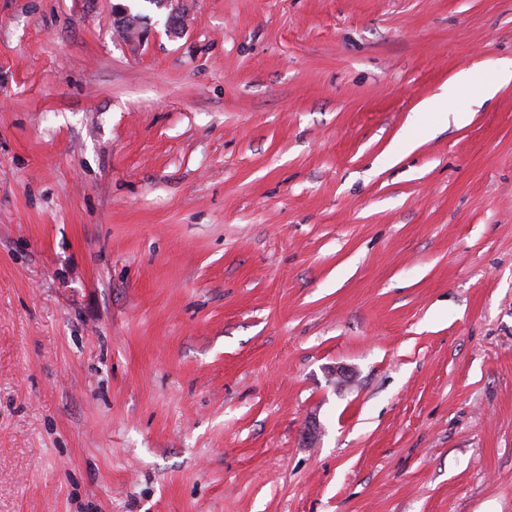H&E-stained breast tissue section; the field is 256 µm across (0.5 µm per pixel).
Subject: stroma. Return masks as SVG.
<instances>
[{
    "instance_id": "35a3bbf8",
    "label": "stroma",
    "mask_w": 512,
    "mask_h": 512,
    "mask_svg": "<svg viewBox=\"0 0 512 512\" xmlns=\"http://www.w3.org/2000/svg\"><path fill=\"white\" fill-rule=\"evenodd\" d=\"M115 2L0 0V512H512V0ZM182 0H154L156 8L167 11L166 31L172 37L183 35L186 29V19L181 11L180 4ZM129 8L121 3L112 6L114 27L130 43H140L148 34L149 29L142 27V19L133 17Z\"/></svg>"
}]
</instances>
